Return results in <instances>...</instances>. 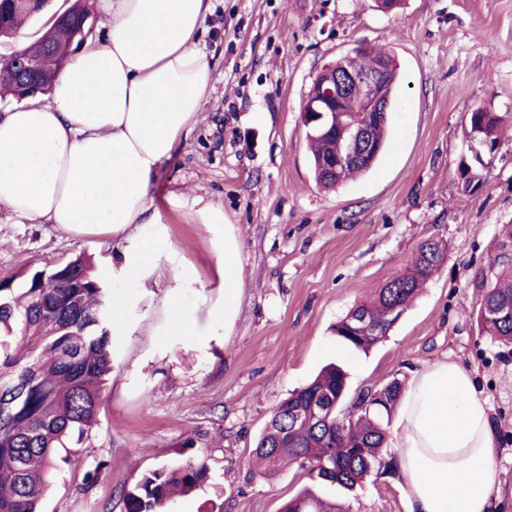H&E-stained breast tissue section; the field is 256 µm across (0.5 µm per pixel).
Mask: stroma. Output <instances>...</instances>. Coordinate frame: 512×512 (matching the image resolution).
Listing matches in <instances>:
<instances>
[{"label": "stroma", "mask_w": 512, "mask_h": 512, "mask_svg": "<svg viewBox=\"0 0 512 512\" xmlns=\"http://www.w3.org/2000/svg\"><path fill=\"white\" fill-rule=\"evenodd\" d=\"M202 41L215 55L212 90L162 173L165 223L138 230L157 257L137 280L121 271L128 239L76 238L0 212V282L18 290L32 272L84 255L123 304L98 424L52 470L44 512H124L122 490L189 462L205 463L208 480L167 512H280L308 476L286 466L254 477L249 460L282 398L330 362L346 368L355 393L445 359L489 401L501 512H512V344L485 335L479 318L481 280L512 257V131L486 156L478 193L456 177L468 112L512 108V0H402L392 13L375 0H214ZM359 41L383 46L400 67L389 142L371 171L324 189L300 110L321 70ZM199 197L223 207L240 241L244 289L229 336L211 319L224 306V237L198 222ZM432 237L446 244L445 260L387 338L366 355L343 348L333 325ZM174 301L197 335L175 327ZM323 493L347 512H408L398 476Z\"/></svg>", "instance_id": "1"}]
</instances>
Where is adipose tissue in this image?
<instances>
[{
	"mask_svg": "<svg viewBox=\"0 0 512 512\" xmlns=\"http://www.w3.org/2000/svg\"><path fill=\"white\" fill-rule=\"evenodd\" d=\"M100 43L58 75L51 103L0 114V211L76 235L124 237L161 224L154 189L199 123L214 62L201 42L211 0H107ZM224 328L237 319L240 244L225 226L216 260ZM390 442L411 512H497L490 407L470 374L439 361L410 381Z\"/></svg>",
	"mask_w": 512,
	"mask_h": 512,
	"instance_id": "obj_1",
	"label": "adipose tissue"
}]
</instances>
